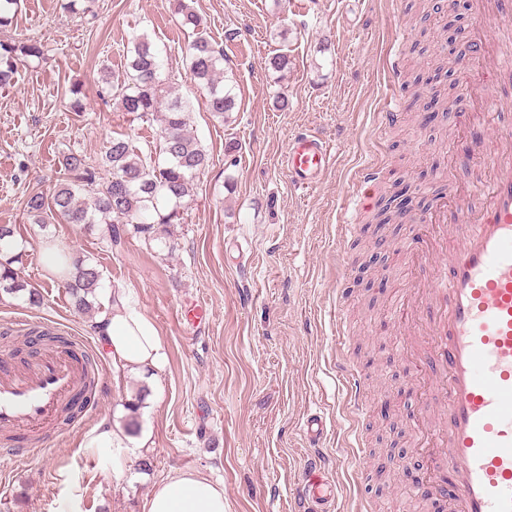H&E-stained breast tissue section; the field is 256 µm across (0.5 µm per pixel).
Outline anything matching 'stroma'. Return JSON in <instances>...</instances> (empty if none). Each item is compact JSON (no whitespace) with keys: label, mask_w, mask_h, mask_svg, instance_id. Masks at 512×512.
Instances as JSON below:
<instances>
[{"label":"stroma","mask_w":512,"mask_h":512,"mask_svg":"<svg viewBox=\"0 0 512 512\" xmlns=\"http://www.w3.org/2000/svg\"><path fill=\"white\" fill-rule=\"evenodd\" d=\"M210 35L224 47V69L237 105L227 118L208 112L203 94L186 79L190 39L167 0H93L86 14L60 9L57 0H20L0 42L37 38L40 61L19 63L11 87L0 90V224L16 225L26 254L16 270L39 294V304L0 292V325L52 319L98 341V318L108 293H123L150 318L167 355L153 379L107 370L96 416L21 466H5L0 512H146L153 489L178 470H196L224 488L227 512H295L298 477L312 450L301 429L304 414L320 413L326 433L320 452L338 482L339 512L358 500L374 512H418L409 481L378 475V451L418 453V423L433 424L437 402L417 392L410 374L425 345L392 313L411 276L407 226L390 225L384 247L364 230L338 241L346 191L357 165L380 161L387 181L404 179L412 212L434 210L449 186L472 179L469 156H448V139L462 138L455 109L424 120L421 104L403 84L410 68L426 70L431 53L445 51L458 80L469 46V6L419 18L411 0H192ZM427 28L424 54L413 46ZM149 33L167 50L165 73L190 98L191 130L210 163L194 181L179 224L155 241L132 225L110 243L102 226L28 223L29 191L51 192L60 153L99 158L109 138L133 139L143 152L160 141V126L121 112L115 97H100V70L121 72L127 45ZM395 51L396 72L383 62ZM287 53V72L268 66ZM83 86L82 111L69 106L72 83ZM394 91L403 113L375 139L381 96ZM288 97L277 109V93ZM319 133L338 154L337 165L312 188L288 182L289 139ZM95 258L103 274L91 313L72 307L67 288L49 280L41 255L45 236ZM345 290L349 341L336 346L337 288ZM206 312L186 321L192 304ZM345 357L360 380L367 410L351 434L340 395L336 360ZM389 402L395 414L382 421ZM119 428L131 439L150 432L135 453L87 447L96 427ZM367 476L355 482L353 473Z\"/></svg>","instance_id":"stroma-1"}]
</instances>
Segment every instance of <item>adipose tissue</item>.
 <instances>
[{
	"label": "adipose tissue",
	"instance_id": "1",
	"mask_svg": "<svg viewBox=\"0 0 512 512\" xmlns=\"http://www.w3.org/2000/svg\"><path fill=\"white\" fill-rule=\"evenodd\" d=\"M97 333L118 369L159 372L166 354L154 323L133 308L122 307L97 320ZM147 512H226L224 489L199 472H178L157 486Z\"/></svg>",
	"mask_w": 512,
	"mask_h": 512
}]
</instances>
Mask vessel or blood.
I'll return each instance as SVG.
<instances>
[{
  "label": "vessel or blood",
  "instance_id": "obj_1",
  "mask_svg": "<svg viewBox=\"0 0 512 512\" xmlns=\"http://www.w3.org/2000/svg\"><path fill=\"white\" fill-rule=\"evenodd\" d=\"M480 40L469 69L491 67L512 74V50H488L489 32L512 24V0H475ZM512 100L493 95L469 129L467 148L478 171L472 192L481 209L458 205L438 239L409 227V245L428 287L415 319L428 345L431 386L441 397L447 421L432 432L443 478L438 500L448 512H512V125L504 124ZM338 156L321 136L306 131L288 142L285 165L297 188L320 184ZM384 175L375 162L355 174L349 199L364 211L365 189H377ZM48 335H65L67 347L44 345L22 328L34 358L22 346L0 348V464L38 453L36 437L67 436L63 410L92 417L97 401H84L86 384L102 388V359L82 337L55 322ZM337 373L351 420L364 412L360 384L347 364ZM316 464L299 481L302 512H335L333 486Z\"/></svg>",
  "mask_w": 512,
  "mask_h": 512
}]
</instances>
